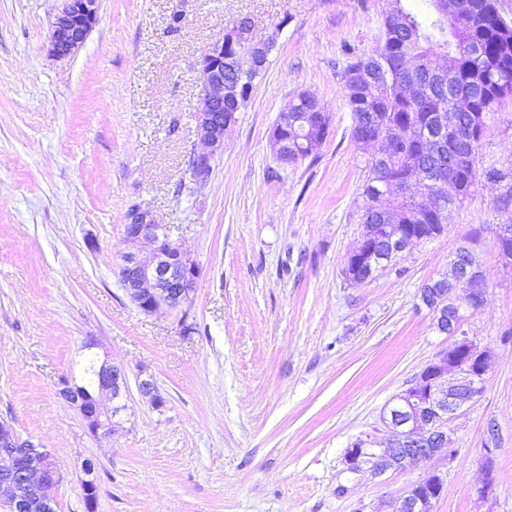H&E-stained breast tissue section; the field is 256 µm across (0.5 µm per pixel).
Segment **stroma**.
I'll return each mask as SVG.
<instances>
[{
	"label": "stroma",
	"instance_id": "35a3bbf8",
	"mask_svg": "<svg viewBox=\"0 0 512 512\" xmlns=\"http://www.w3.org/2000/svg\"><path fill=\"white\" fill-rule=\"evenodd\" d=\"M63 0H0V425L52 451L57 512H392L416 481L443 483L431 512H512V266L495 247L499 184L479 182L444 233L350 286L356 203L380 143L349 136L346 49L381 45L390 0H99L72 56H52ZM276 33L265 71L224 134L204 187L185 173L199 148L198 60L242 16ZM179 24H172V17ZM332 118L316 160L278 162L271 143L300 92ZM483 167L512 165V103L494 115ZM150 211L199 267L189 323L138 311L119 277L131 207ZM481 227L488 279L468 318L492 355L481 396L452 422L454 458L405 471H348L357 436L390 435L391 399L453 342L422 287ZM93 350H86L87 341ZM123 368L119 433L91 436L58 395L86 355ZM153 380L159 403L138 390ZM497 447L486 451L487 425ZM495 487L480 496L482 466Z\"/></svg>",
	"mask_w": 512,
	"mask_h": 512
}]
</instances>
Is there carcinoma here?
<instances>
[{
    "instance_id": "cac0c4a2",
    "label": "carcinoma",
    "mask_w": 512,
    "mask_h": 512,
    "mask_svg": "<svg viewBox=\"0 0 512 512\" xmlns=\"http://www.w3.org/2000/svg\"><path fill=\"white\" fill-rule=\"evenodd\" d=\"M430 13L392 0L383 20V44L375 53H346L341 70L351 112V139L381 135L389 140L386 155L372 160L357 205L361 243L351 254L345 278L357 286L378 271L396 266L391 237L403 234L413 244L442 233L444 213L472 192L479 176L502 183L498 205H512V168L479 171L483 141L490 133V113L512 101V21L498 0H468L469 8L448 11V0H427ZM240 55L241 70L224 69V78L254 85L263 69L252 65L249 49ZM410 82L421 84L418 96L406 95ZM466 111L454 112L451 103ZM331 117L315 111L306 98L288 104V123L275 128L288 147L282 165H295L318 151L330 134ZM445 166L451 192L441 196L428 184L433 170ZM416 189L411 197L391 195L390 187ZM99 367H83L78 385L92 393Z\"/></svg>"
}]
</instances>
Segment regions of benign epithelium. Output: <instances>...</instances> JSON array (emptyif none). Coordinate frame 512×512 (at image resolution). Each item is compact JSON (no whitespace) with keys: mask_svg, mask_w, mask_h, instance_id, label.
Segmentation results:
<instances>
[{"mask_svg":"<svg viewBox=\"0 0 512 512\" xmlns=\"http://www.w3.org/2000/svg\"><path fill=\"white\" fill-rule=\"evenodd\" d=\"M98 21V0H65L61 13L53 22L49 34L52 52L59 58H67L82 46ZM239 34L255 35V25L248 17L236 21L225 36L210 44L198 61L200 74V102L195 116L197 136L204 145L201 152L193 153L190 179L194 185H206L213 172V162L224 150V131L232 120L224 119V101L227 84L224 80V64L227 60V38ZM125 238L130 250L121 255L120 277L131 302L145 314H151L164 304L169 309L180 311L185 305L183 296L190 293L198 275L195 260L182 251L169 238L159 235V225L155 224L150 212L139 208L127 215ZM454 345L436 354L431 361L432 368H423L421 386L424 391L418 394L403 393L393 410L382 420L384 428L394 434L403 431L410 440H420L419 433L430 426L441 435V447L419 448L415 458L405 455L403 448H389L383 454L375 451V435L365 434L354 441L352 453L347 462L356 473L366 469L376 473V461L386 459L392 464L397 458L418 465L439 454L453 456L455 449L448 447V432L457 412L466 403L457 401L456 390L462 383H469L475 389L484 387L486 376L492 367L489 354L481 356V366L471 369L460 363L454 351L476 350V343L468 332L460 327L453 334ZM100 390L112 393L116 398L127 388L122 370L109 363L101 368ZM60 396L75 406L84 418L88 432L99 435H113L118 425L110 424L107 410L100 407L94 421L86 419L83 396L68 381L59 382ZM47 448L38 449V458L17 478L12 472H0V509L3 512H27V492L33 490L49 505L52 499L48 492L60 482L61 476L56 467H46L43 459L50 458ZM432 500L414 497L412 491L400 499V512H430Z\"/></svg>","mask_w":512,"mask_h":512,"instance_id":"7a95c632","label":"benign epithelium"}]
</instances>
